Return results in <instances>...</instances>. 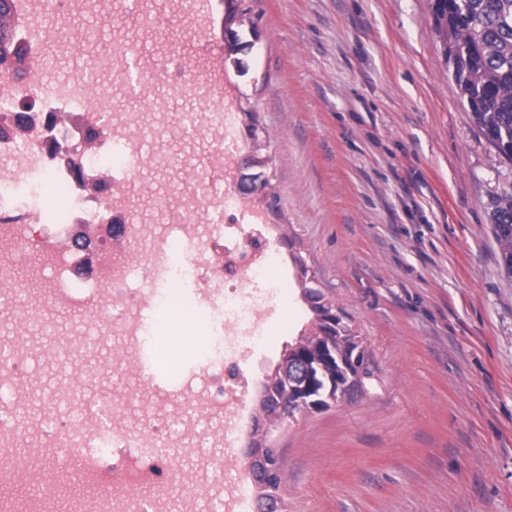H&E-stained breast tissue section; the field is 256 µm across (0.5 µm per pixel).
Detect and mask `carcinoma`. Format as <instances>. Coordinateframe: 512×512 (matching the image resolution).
<instances>
[{
  "label": "carcinoma",
  "instance_id": "obj_1",
  "mask_svg": "<svg viewBox=\"0 0 512 512\" xmlns=\"http://www.w3.org/2000/svg\"><path fill=\"white\" fill-rule=\"evenodd\" d=\"M436 27L446 40L445 58L453 79L466 100L473 121L498 155L512 163V0H431ZM491 224L499 244V263L512 275V186L491 198ZM313 331L289 345L284 359L320 358L313 367L321 387L306 395L320 400L328 391L350 399L373 376L371 358L353 330L336 333L332 344L324 343L321 319L312 318ZM281 380L272 376L261 385L268 397L260 401L263 419L276 423L284 418L279 398ZM284 477L276 451H266L260 476L261 503L281 501Z\"/></svg>",
  "mask_w": 512,
  "mask_h": 512
}]
</instances>
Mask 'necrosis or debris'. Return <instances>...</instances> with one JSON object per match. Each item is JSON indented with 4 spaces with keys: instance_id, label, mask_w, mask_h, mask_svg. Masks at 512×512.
I'll return each mask as SVG.
<instances>
[{
    "instance_id": "obj_1",
    "label": "necrosis or debris",
    "mask_w": 512,
    "mask_h": 512,
    "mask_svg": "<svg viewBox=\"0 0 512 512\" xmlns=\"http://www.w3.org/2000/svg\"><path fill=\"white\" fill-rule=\"evenodd\" d=\"M14 79L0 65V297L12 298L19 283H26V317L42 318L50 304L78 311L95 324L100 343L126 337L121 353L126 359L139 344L141 309L158 304L163 286L183 272L201 271L224 282V295L213 306L222 318L224 348L202 367L205 391L175 397L157 391L145 416L132 421H105L110 403L99 399L63 421L46 409L47 430L31 436L24 429L29 391L11 388L8 408L0 412V463L22 474L41 465L45 449L58 448L74 455L90 490L74 502L75 512H166V460L181 442L169 434V418L161 409L173 398L187 412L223 417V424L209 431L210 439L226 448L222 466L230 478L220 504L223 512H246L248 498L237 478L240 462L232 451L248 386L239 333L261 335L270 300L252 294L250 285L278 263L260 215L244 199L233 211L182 200V211L192 217L188 224H165L140 213L129 202L143 133L136 116L112 110L105 87L81 71L68 78L64 94L28 72L18 78L25 91L17 93ZM92 99L98 103L93 117L79 125L63 120L59 104ZM199 119L214 134L210 167L222 166L226 154L240 153L235 122L219 112L200 113ZM93 143L100 144V152H90ZM49 184L67 193V223L89 226L85 252L62 248L58 237L38 232L44 215L35 198L39 187ZM19 198L30 201L22 222L6 208ZM238 211L250 213L249 231L235 232ZM78 263L91 270L79 284L71 278Z\"/></svg>"
}]
</instances>
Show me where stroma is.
I'll return each mask as SVG.
<instances>
[{
    "label": "stroma",
    "instance_id": "1",
    "mask_svg": "<svg viewBox=\"0 0 512 512\" xmlns=\"http://www.w3.org/2000/svg\"><path fill=\"white\" fill-rule=\"evenodd\" d=\"M260 40L224 53L243 157L259 155L276 208L250 194L276 251L265 289L272 314L250 346L251 392L309 328L301 276L309 274L362 337L374 375L362 393L299 413L267 435L286 480L285 512H512V277L499 264L490 199L512 184L474 125L445 61L429 0H239ZM121 33L130 48L154 41L130 18L91 14L60 26L47 46L50 73L93 79L96 51ZM79 38L76 56L61 45ZM112 107L138 114L147 141L173 162L143 155L135 205L173 218L183 196L215 199L203 157L211 141L193 124L198 105L167 83L149 98L121 88ZM262 131L253 141L246 124ZM223 283L181 282L206 336L182 348L155 386L199 391L212 353L209 309ZM90 384L56 402L58 363L28 368V424L61 416L94 395L136 412L138 378L104 349L84 358Z\"/></svg>",
    "mask_w": 512,
    "mask_h": 512
}]
</instances>
